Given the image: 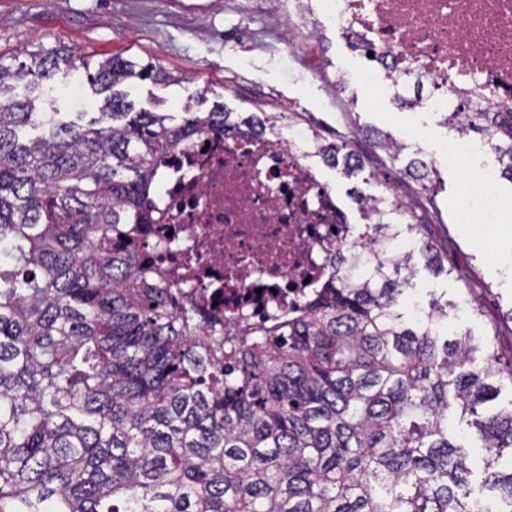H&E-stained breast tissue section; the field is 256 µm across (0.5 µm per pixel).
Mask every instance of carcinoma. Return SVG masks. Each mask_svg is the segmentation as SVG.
<instances>
[{
    "instance_id": "cac0c4a2",
    "label": "carcinoma",
    "mask_w": 512,
    "mask_h": 512,
    "mask_svg": "<svg viewBox=\"0 0 512 512\" xmlns=\"http://www.w3.org/2000/svg\"><path fill=\"white\" fill-rule=\"evenodd\" d=\"M105 95L81 124L42 111L60 65ZM181 82L153 59L90 60L59 49L0 56V512H472L473 461L449 420L475 429L485 469L512 455V361L442 339L450 302L430 295L407 325L400 297L435 246L327 288L275 325L201 321L147 264L129 224L186 139L228 113L135 109L138 83ZM28 94L16 98L18 83ZM488 139L512 182V113L448 112ZM319 153L357 160L350 142ZM405 171L431 181L419 160ZM512 512V472L482 481Z\"/></svg>"
}]
</instances>
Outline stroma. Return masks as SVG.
<instances>
[{"label": "stroma", "instance_id": "obj_1", "mask_svg": "<svg viewBox=\"0 0 512 512\" xmlns=\"http://www.w3.org/2000/svg\"><path fill=\"white\" fill-rule=\"evenodd\" d=\"M279 9V0H240L225 9L222 0H0V55L65 47L101 60L116 55L127 59L153 58L173 74L178 85L140 83L132 93L136 108L180 114L190 94L204 91L207 104H222L250 113L255 106L276 110L279 103L297 102L301 118L327 141L352 140L365 168L345 178L340 169L309 161L340 195L351 189L365 194L397 195L417 202L424 236L439 250L446 267L436 275L420 270L414 287L401 298L410 307L413 295L447 294L449 334L470 333L477 341L492 339L502 358L512 357V225L489 224L485 217L501 206L512 207V181L498 178L493 193L463 201L461 175L440 162L438 155L454 131L439 112L415 113L402 108L394 94L370 95L365 85L353 84L342 98L330 96L336 72L353 71L355 59L344 33L323 20L328 67L304 74L288 60L287 26L263 35L261 20ZM47 112L60 119L93 113L104 97L87 82L83 70L57 72ZM424 126V138L412 140L399 160L372 149L367 134L390 135ZM434 156L438 164L431 181L401 182L402 170L414 155Z\"/></svg>", "mask_w": 512, "mask_h": 512}]
</instances>
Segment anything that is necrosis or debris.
Instances as JSON below:
<instances>
[{
	"label": "necrosis or debris",
	"instance_id": "4bbe7bcc",
	"mask_svg": "<svg viewBox=\"0 0 512 512\" xmlns=\"http://www.w3.org/2000/svg\"><path fill=\"white\" fill-rule=\"evenodd\" d=\"M323 16L360 57L356 73H336L333 96L356 78L414 112H512V0H288L294 43L320 46ZM313 146V128L296 119L267 132L232 121L183 142L151 198L146 259L200 311L241 325L288 320L336 275L360 273L349 247L358 223L381 212L342 201L308 163ZM486 146L461 132L444 146L464 198L492 190L493 172L472 164Z\"/></svg>",
	"mask_w": 512,
	"mask_h": 512
}]
</instances>
